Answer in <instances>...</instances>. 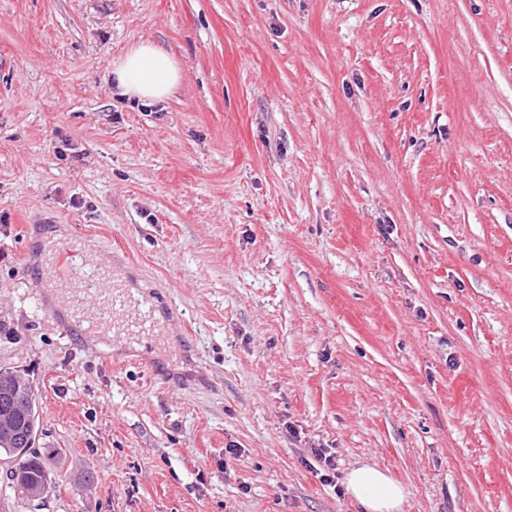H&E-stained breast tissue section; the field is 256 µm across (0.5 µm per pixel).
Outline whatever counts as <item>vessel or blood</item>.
Returning <instances> with one entry per match:
<instances>
[{
  "mask_svg": "<svg viewBox=\"0 0 512 512\" xmlns=\"http://www.w3.org/2000/svg\"><path fill=\"white\" fill-rule=\"evenodd\" d=\"M71 321L105 339L161 336L165 325L149 298L134 299L122 280L107 268L93 279L76 273L64 296Z\"/></svg>",
  "mask_w": 512,
  "mask_h": 512,
  "instance_id": "1",
  "label": "vessel or blood"
}]
</instances>
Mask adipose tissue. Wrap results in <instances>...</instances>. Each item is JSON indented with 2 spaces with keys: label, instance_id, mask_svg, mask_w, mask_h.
I'll return each instance as SVG.
<instances>
[{
  "label": "adipose tissue",
  "instance_id": "1",
  "mask_svg": "<svg viewBox=\"0 0 512 512\" xmlns=\"http://www.w3.org/2000/svg\"><path fill=\"white\" fill-rule=\"evenodd\" d=\"M179 80L173 57L159 46L143 43L132 49L116 71V87L122 95L146 102L164 100ZM349 496L364 512H399L404 487L377 466L363 464L345 477Z\"/></svg>",
  "mask_w": 512,
  "mask_h": 512
}]
</instances>
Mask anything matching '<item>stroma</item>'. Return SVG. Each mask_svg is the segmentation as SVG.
<instances>
[{"label": "stroma", "mask_w": 512, "mask_h": 512, "mask_svg": "<svg viewBox=\"0 0 512 512\" xmlns=\"http://www.w3.org/2000/svg\"><path fill=\"white\" fill-rule=\"evenodd\" d=\"M46 241L164 341L69 326ZM0 368L56 479L0 512H512V0H0ZM178 80L179 70L173 57L152 43L132 49L116 71L120 93L146 102L164 100ZM15 409L9 416V420L14 422L13 428L15 430H23L25 435L28 436L26 431L34 429L37 433L38 427V414L37 406L33 394L19 395L16 400ZM345 484L349 496L365 512H396L406 496L404 487L375 465L363 464L350 469Z\"/></svg>", "instance_id": "1"}]
</instances>
